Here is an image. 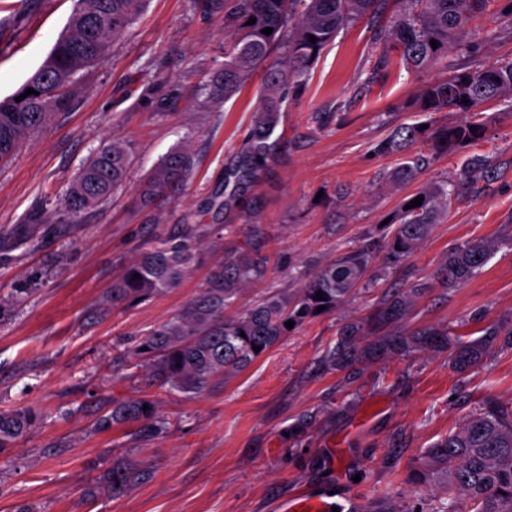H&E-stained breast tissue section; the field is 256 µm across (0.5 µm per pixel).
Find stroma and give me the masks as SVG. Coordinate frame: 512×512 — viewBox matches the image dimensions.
<instances>
[{
  "instance_id": "1",
  "label": "stroma",
  "mask_w": 512,
  "mask_h": 512,
  "mask_svg": "<svg viewBox=\"0 0 512 512\" xmlns=\"http://www.w3.org/2000/svg\"><path fill=\"white\" fill-rule=\"evenodd\" d=\"M75 0H0V100L45 60ZM390 9L340 31L304 88L282 104L284 149L213 221L206 205L240 160L264 86L253 71L231 97L208 101L210 79L234 36L223 16L194 0H146L109 56L76 76L68 107L0 164V410L33 407L43 423L0 450V512H283L297 493L353 495L363 512H434V487L409 484L424 451L486 400L512 406V347L498 345L459 374L451 349L373 358L381 333L431 328L472 340L512 328V103L490 102L484 139L432 159L415 180L391 181L399 156L375 154L400 125L442 128L459 112L412 109L427 83L464 60L410 73L377 68ZM328 115L318 124L316 113ZM121 139L131 159L125 186L80 224L56 210L71 180L102 145ZM188 147L193 181L152 207L134 202L140 178L172 148ZM488 156L495 172L478 196L455 204L407 258L391 263L383 222L403 198L453 178L465 159ZM47 221L24 223L35 207ZM206 224L198 259L177 288L123 310L108 303L113 280L152 237ZM496 250L459 288L437 273L457 244ZM250 244L268 259L265 282L241 291L246 306L269 290L296 292L351 247L370 245L376 282L307 320L241 372L200 394L160 387L121 365L134 342L195 298L226 247ZM429 283L408 314L384 330L370 323L383 299ZM365 326L359 362L331 370L322 356L344 323ZM151 395L164 433L128 425L98 430L113 399ZM123 456L147 478L120 497L85 489Z\"/></svg>"
}]
</instances>
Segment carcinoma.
I'll return each mask as SVG.
<instances>
[{"instance_id": "obj_1", "label": "carcinoma", "mask_w": 512, "mask_h": 512, "mask_svg": "<svg viewBox=\"0 0 512 512\" xmlns=\"http://www.w3.org/2000/svg\"><path fill=\"white\" fill-rule=\"evenodd\" d=\"M392 1L396 9L382 31L386 45L383 65L390 59L408 70H427L447 61L448 51L475 58L477 42H461V33L472 21L488 12L496 1L502 6L492 12L498 24L486 36L512 28V0H195L206 15H224L237 26L238 35L225 50L224 67L209 87L212 99L233 95L249 73L265 67L261 105L254 117L242 164L235 173V189L243 188L264 170L278 141L273 139L281 106L290 90L301 89L319 53L333 42L345 26L368 13L378 12ZM145 0H76L67 30L55 42L46 60L11 96L0 100V162L10 157L31 133L42 127L55 111L68 105L65 89L89 65L108 56L113 40L133 23ZM256 22L248 24L249 19ZM266 27L272 33L266 35ZM315 37L316 42L309 41ZM436 41L432 47L430 41ZM288 58L281 65L271 57ZM32 88L21 101L16 97ZM512 99V58L493 64L475 63L445 79L428 83L420 100L425 112H462L466 118L432 132L402 125L375 146L381 155L401 154L404 162L392 173L397 180H411L424 165L423 150L437 156L484 138L487 121L482 106L492 100ZM129 158L123 145L114 140L92 154L72 180L61 203L57 223L76 224L98 209L126 182ZM494 172L485 156L473 155L463 163L450 188L425 187L418 192L422 204L406 208L403 200L388 223L386 248L395 258L416 249L433 224L447 216L452 203L479 193V180ZM194 175V160L177 147L162 157L142 179L138 198L142 206L153 205L163 194L175 191ZM202 224H182L177 232L156 239L141 251L121 277L112 284V305H130L136 300L177 287L194 262L196 238ZM492 244L465 241L448 255L438 276L447 287L466 283L490 260ZM371 255L366 247H352L331 265L318 272L295 295L270 292L245 308L235 307L241 290L267 276V261L256 257L247 244L227 253L214 267L200 294L168 322L142 337L130 352L132 367L146 370L153 380L185 395L199 394L216 376L242 371L290 335L307 319L319 315L317 307H336L354 291L369 283ZM140 278H133L134 274ZM428 288L410 286L402 295L382 303L376 315L379 324L400 320L412 299ZM323 299L317 300V293ZM288 321L294 327L285 326ZM356 322L345 324L324 362L333 369L348 367L358 356ZM445 334L421 329L409 336L387 335L372 347V354L406 355L419 347L442 346ZM512 346V329L490 327L476 340L455 347L453 364L465 374L478 365L496 344ZM260 350L255 351L253 347ZM148 409H143V406ZM43 420L32 407L0 410V448L25 435ZM133 422L144 438L155 437L166 428L153 400L146 396L112 401L110 413L101 415L97 427ZM145 479V472L124 457H116L103 477L101 487L120 496ZM414 485L437 483L444 502L437 512H512V407L492 401L483 403L461 428L435 442L424 453L422 465L411 471Z\"/></svg>"}]
</instances>
